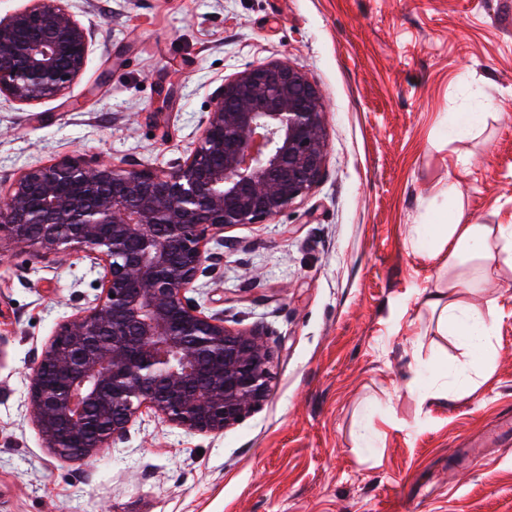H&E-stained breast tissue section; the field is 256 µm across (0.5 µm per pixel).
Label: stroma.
I'll list each match as a JSON object with an SVG mask.
<instances>
[{"label": "stroma", "mask_w": 512, "mask_h": 512, "mask_svg": "<svg viewBox=\"0 0 512 512\" xmlns=\"http://www.w3.org/2000/svg\"><path fill=\"white\" fill-rule=\"evenodd\" d=\"M96 33L55 98L0 105V176L63 158L169 169L211 92L245 67H304L327 108L317 188L211 243L196 299L226 326L267 325L263 406L224 433L142 411L85 461L48 450L29 376L93 301L84 253L0 248V512H512V267L464 302L496 305L490 358L445 404L430 364L464 355L422 291L439 264L415 227L447 207L512 226V0H75ZM372 409L369 438L360 411Z\"/></svg>", "instance_id": "1"}]
</instances>
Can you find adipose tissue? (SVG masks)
<instances>
[{
  "mask_svg": "<svg viewBox=\"0 0 512 512\" xmlns=\"http://www.w3.org/2000/svg\"><path fill=\"white\" fill-rule=\"evenodd\" d=\"M446 193L453 198L447 223L433 228L417 225L416 236L419 242L427 244L429 259L442 260L444 267L455 273L445 285L429 290L426 303L436 317L438 331L454 336L466 351L465 360L451 370L454 379L463 382L480 367L486 352V338L498 311L493 307L479 310L466 305L461 295L478 282L490 280L498 259L512 262V233L494 230L487 224L470 223L464 203L456 197L454 188H447Z\"/></svg>",
  "mask_w": 512,
  "mask_h": 512,
  "instance_id": "obj_1",
  "label": "adipose tissue"
}]
</instances>
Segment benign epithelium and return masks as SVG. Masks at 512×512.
Here are the masks:
<instances>
[{"mask_svg":"<svg viewBox=\"0 0 512 512\" xmlns=\"http://www.w3.org/2000/svg\"><path fill=\"white\" fill-rule=\"evenodd\" d=\"M93 43L68 0H29L0 18V99L63 94ZM327 159L317 86L302 66L268 61L212 91L196 147L168 171L63 158L0 182V246L84 252L98 270L100 293L60 325L30 376L29 414L54 456L113 447L144 409L222 434L266 401L268 330H232L193 293L215 270L210 241L282 215L314 191Z\"/></svg>","mask_w":512,"mask_h":512,"instance_id":"1","label":"benign epithelium"}]
</instances>
